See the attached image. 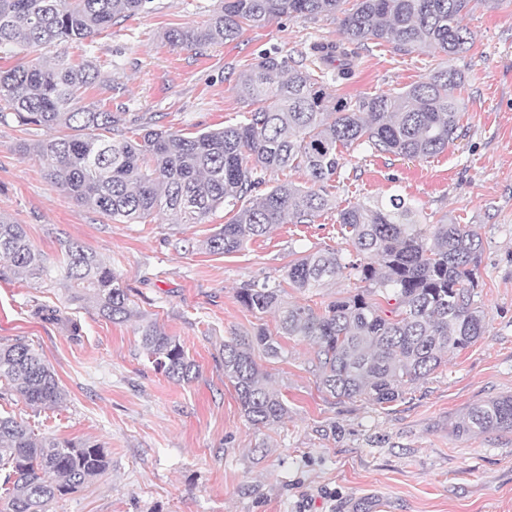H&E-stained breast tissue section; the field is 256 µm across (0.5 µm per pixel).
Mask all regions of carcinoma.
I'll list each match as a JSON object with an SVG mask.
<instances>
[{
	"mask_svg": "<svg viewBox=\"0 0 512 512\" xmlns=\"http://www.w3.org/2000/svg\"><path fill=\"white\" fill-rule=\"evenodd\" d=\"M153 0H0V54L83 42L118 21L149 9ZM351 7H345L346 3ZM474 0H222L203 27L173 29L176 47L203 49L235 40L243 26L284 16H336L348 40L380 41L413 52L468 50L464 25ZM321 63L336 77L351 75L357 52L323 44ZM97 78L92 61L74 64L58 56L49 64L23 58L0 69V121L53 130L56 135L22 146L47 165L50 180L73 199L108 219L133 224L163 209L174 224H200L219 206L237 208L202 243L227 255L278 224H313L336 208L330 181L345 166L343 150L354 145L373 153L427 159L460 136L462 74L443 68L393 95L379 93L336 100L325 73L277 52L260 54L237 80L250 107L245 122L188 136L180 130L124 127L120 112L80 106ZM289 167L302 168L308 185H270ZM338 234L351 247L309 249L288 265L284 281L299 291L326 288L341 277L360 283L323 311L290 304L281 284H250L238 301L254 313L279 316L276 334L224 342V378L236 390L245 420L260 429L286 413L280 393L254 358L282 355L281 339L313 342L316 368L338 398L364 396L393 403L403 388L431 375L444 356L474 344L486 332L475 301L481 242L467 224H421L400 195L358 201L338 213ZM56 261L35 249L23 225L0 217V258L43 287L55 284L67 300L89 305L114 323L138 315L121 274L87 247L62 243ZM395 301L391 315L376 297ZM143 352L155 371L177 382L198 375L180 341L157 323L140 326ZM22 398L34 410L64 399L54 371L30 344L0 343V402ZM459 432L512 430V396L470 409ZM111 465L104 447L86 441L36 437L12 415L0 414V512H51L59 498L81 490Z\"/></svg>",
	"mask_w": 512,
	"mask_h": 512,
	"instance_id": "1",
	"label": "carcinoma"
}]
</instances>
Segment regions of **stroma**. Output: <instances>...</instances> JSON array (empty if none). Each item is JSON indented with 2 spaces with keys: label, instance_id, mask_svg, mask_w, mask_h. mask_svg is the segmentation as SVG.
<instances>
[{
  "label": "stroma",
  "instance_id": "stroma-1",
  "mask_svg": "<svg viewBox=\"0 0 512 512\" xmlns=\"http://www.w3.org/2000/svg\"><path fill=\"white\" fill-rule=\"evenodd\" d=\"M218 4L153 0L151 10L91 44L32 56L97 60L99 77L81 104L123 113L130 125L188 133L243 121L235 84L259 54L312 64L315 45L343 39L338 20L321 16L247 25L237 40L201 50L166 42L168 30L205 25ZM465 22L473 34L466 53L407 54L371 43L359 48L350 77L330 83L336 98L349 99L399 92L433 69L455 68L465 77L461 138L424 160L348 149L346 166L358 177L333 188L335 209L312 224L277 225L230 255L200 247L232 219L229 208L200 224H174L164 214L112 222L52 183L38 156L22 154L21 144L47 138L46 129L0 122V215L24 225L49 258L67 240L92 249L121 273L138 312L112 323L0 259V343L31 344L65 392L62 403L39 411L16 400L11 413L37 435L104 444L111 459L53 512H512V430H454L475 405L512 395V5H475ZM392 194L414 203L423 223L450 219L480 237L485 335L382 406L331 396L319 386L313 346L283 340L280 358L256 361L288 413L273 427L250 426L224 378L223 345L277 322L242 306L238 290L281 281L311 247L343 248L339 209ZM39 304L56 309L58 320L35 316ZM70 318L79 337L68 330ZM145 319L179 338L199 368L195 381L179 384L153 370L140 345Z\"/></svg>",
  "mask_w": 512,
  "mask_h": 512
}]
</instances>
